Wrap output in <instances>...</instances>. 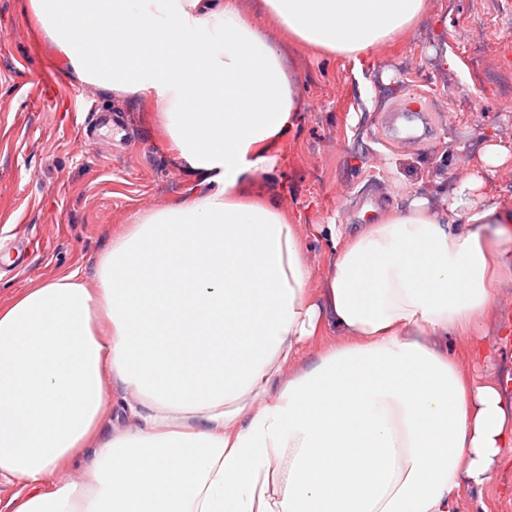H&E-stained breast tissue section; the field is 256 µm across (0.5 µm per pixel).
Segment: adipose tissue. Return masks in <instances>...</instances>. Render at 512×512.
Listing matches in <instances>:
<instances>
[{"label":"adipose tissue","instance_id":"ef3b65f1","mask_svg":"<svg viewBox=\"0 0 512 512\" xmlns=\"http://www.w3.org/2000/svg\"><path fill=\"white\" fill-rule=\"evenodd\" d=\"M67 75L156 109L195 183L128 215L97 288L71 271L0 304V482L9 512H460L512 450L479 357L512 282V209H377L331 235L326 306L278 169L294 76L240 0H28ZM302 45L363 69L425 0H264ZM329 310L345 337L293 368Z\"/></svg>","mask_w":512,"mask_h":512}]
</instances>
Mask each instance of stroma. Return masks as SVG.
I'll list each match as a JSON object with an SVG mask.
<instances>
[{
    "label": "stroma",
    "instance_id": "35a3bbf8",
    "mask_svg": "<svg viewBox=\"0 0 512 512\" xmlns=\"http://www.w3.org/2000/svg\"><path fill=\"white\" fill-rule=\"evenodd\" d=\"M27 5L0 0V243L22 249L19 264L0 273L1 303L75 269L94 286L98 258L127 216L191 186L158 144L142 103L66 76L55 49L35 36ZM271 37L298 78L303 107L280 167L258 175L254 189L282 195L301 215L313 288L327 272L326 225L351 228L365 208L416 197L437 206L469 175L481 186L467 203L512 205V95L470 79L476 50L484 68L512 73V0H426L419 23L377 48L360 73L279 32ZM413 97L422 100L433 135L410 147L388 138L382 122ZM97 113L123 124L124 134L102 128L82 137ZM491 145L507 153L505 164L486 163ZM485 343L496 373L470 372L495 375L512 397V285L491 309ZM498 470L491 487H459L460 512H512V452Z\"/></svg>",
    "mask_w": 512,
    "mask_h": 512
}]
</instances>
